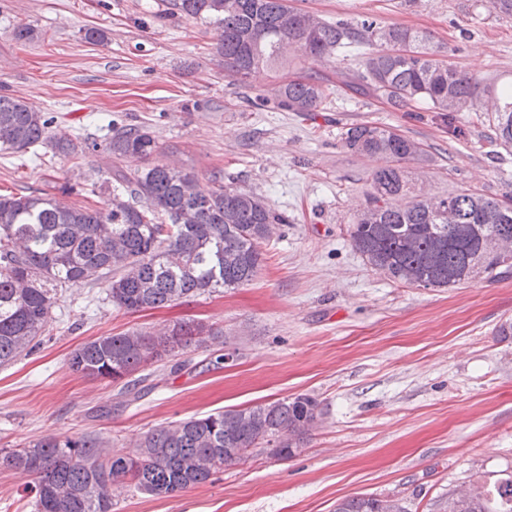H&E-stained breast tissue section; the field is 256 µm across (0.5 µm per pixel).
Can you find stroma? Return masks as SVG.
Returning a JSON list of instances; mask_svg holds the SVG:
<instances>
[{"label":"stroma","instance_id":"stroma-1","mask_svg":"<svg viewBox=\"0 0 512 512\" xmlns=\"http://www.w3.org/2000/svg\"><path fill=\"white\" fill-rule=\"evenodd\" d=\"M170 0H0V93L47 113L62 130L99 133L109 121L149 127L151 161L211 176L262 197L288 221L262 246L254 279L131 313L104 285L59 289L41 343L0 366V449L45 435L93 432L113 453L170 422L307 394L322 415L290 459L251 449L176 498L116 488L112 512H336L357 496L391 497L408 512L477 480L512 472V277L457 288H408L368 266L348 225L365 202L375 157L348 152L341 128L398 127L422 142L416 189H472L512 198V149L484 114L445 120L417 102L392 110L344 85L323 109L254 108L275 87L309 74L360 69L361 49L325 63L289 56L240 82L225 76L216 34L170 14ZM321 20L369 19L431 34L440 58L491 87L512 84V16L488 0H291ZM35 29L20 42L17 26ZM97 30L105 41L88 39ZM462 136H454L453 128ZM103 152L24 158L0 153V191L90 195ZM72 185L68 195L60 186ZM200 322L223 330L120 383L73 372L72 352L133 329L156 334Z\"/></svg>","mask_w":512,"mask_h":512}]
</instances>
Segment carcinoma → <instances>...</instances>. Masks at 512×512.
<instances>
[{"label": "carcinoma", "instance_id": "cac0c4a2", "mask_svg": "<svg viewBox=\"0 0 512 512\" xmlns=\"http://www.w3.org/2000/svg\"><path fill=\"white\" fill-rule=\"evenodd\" d=\"M171 10L199 19L217 35L224 73L241 81L274 67L290 53L328 61L365 46L363 70L343 74L355 92L372 94L402 111L423 101L448 120L483 110L495 140L512 146V88L490 91L480 79L439 58L425 31L365 21L325 22L288 0H170ZM321 78L277 87L274 103L315 112L328 98ZM104 142L52 129V118L22 100L0 95V152L39 156L38 149L72 156L102 150L112 160L100 190L102 205H60L48 194L0 195V366L25 355L43 335L55 295L105 281L112 306L153 309L190 295L239 288L257 274L262 245L288 219L254 193L214 178L202 184L184 168L147 163L120 166L127 156L147 161L157 148L147 127L107 124ZM353 154L384 165L370 174L366 206L348 233L352 248L390 281L416 288H455L512 275V201L473 190L413 194L408 165L428 158L425 145L392 126L354 124L341 134ZM223 332L200 323L174 334L133 331L101 336L77 348L70 368L88 378L122 380L151 361ZM321 415L308 395L286 397L205 417H191L143 436L135 457L113 455L100 436H45L0 450V469L33 479L35 512H112V488L129 485L176 497L205 483L250 448L292 458ZM336 512H406L371 496L344 499ZM439 512H512V473L448 495Z\"/></svg>", "mask_w": 512, "mask_h": 512}]
</instances>
